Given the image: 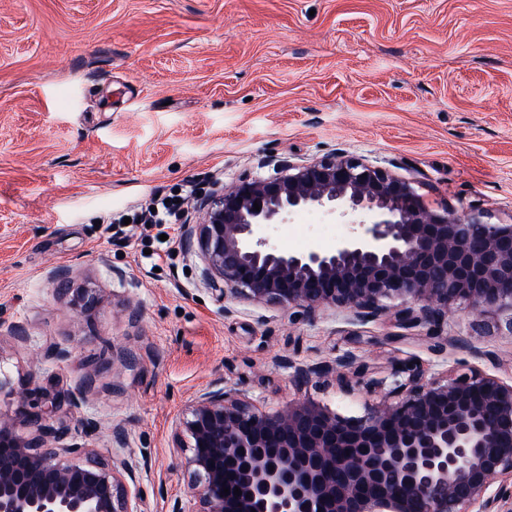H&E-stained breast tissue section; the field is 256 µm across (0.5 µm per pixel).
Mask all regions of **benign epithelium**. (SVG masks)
Returning <instances> with one entry per match:
<instances>
[{
    "label": "benign epithelium",
    "mask_w": 512,
    "mask_h": 512,
    "mask_svg": "<svg viewBox=\"0 0 512 512\" xmlns=\"http://www.w3.org/2000/svg\"><path fill=\"white\" fill-rule=\"evenodd\" d=\"M307 208L355 228L330 252L270 243L266 226ZM202 211L187 232L224 298L309 320L326 308L358 322L387 317L475 354L443 334L457 304L482 321L505 318L512 333V224L432 210L384 167L334 154L288 160L240 178ZM329 375L346 391L384 388L392 402L345 417L307 399L268 413L231 389L199 397L177 425L193 492L172 512H512L511 381L471 371L428 383L407 364L388 380L368 379L353 354L293 366L299 384ZM60 406L0 418V512H140L147 459L111 467L77 447H53L65 430ZM21 425L37 435L19 434Z\"/></svg>",
    "instance_id": "7a95c632"
}]
</instances>
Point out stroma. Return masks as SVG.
Returning <instances> with one entry per match:
<instances>
[{"mask_svg":"<svg viewBox=\"0 0 512 512\" xmlns=\"http://www.w3.org/2000/svg\"><path fill=\"white\" fill-rule=\"evenodd\" d=\"M331 153L430 208L512 224V0H0V417L65 395L57 447L148 456L140 510L172 512L190 495L176 424L218 387L267 412L308 397L361 416L380 396L296 387L292 363L351 353L377 378L412 362L431 381L512 380V333L467 306L448 333L487 358L388 320L219 297L187 243L151 265L156 226L110 239L109 218L155 190ZM331 221L306 209L267 235L331 251Z\"/></svg>","mask_w":512,"mask_h":512,"instance_id":"obj_1","label":"stroma"}]
</instances>
